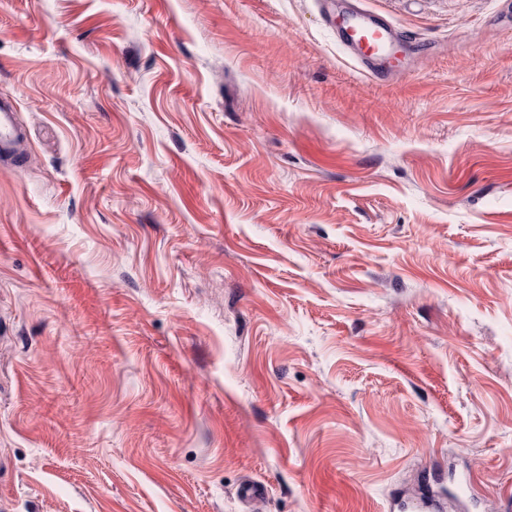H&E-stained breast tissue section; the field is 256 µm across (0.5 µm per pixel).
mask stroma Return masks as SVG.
I'll use <instances>...</instances> for the list:
<instances>
[{"label": "stroma", "mask_w": 512, "mask_h": 512, "mask_svg": "<svg viewBox=\"0 0 512 512\" xmlns=\"http://www.w3.org/2000/svg\"><path fill=\"white\" fill-rule=\"evenodd\" d=\"M356 4L0 0V512H512V0ZM401 38L389 23L377 21L357 7H352L343 25L336 27L337 42L368 73L376 71L377 61H389L399 50L395 40ZM20 133L17 130L15 109L7 104L0 105V157L10 159L16 166L23 162L17 152L16 141Z\"/></svg>", "instance_id": "35a3bbf8"}]
</instances>
